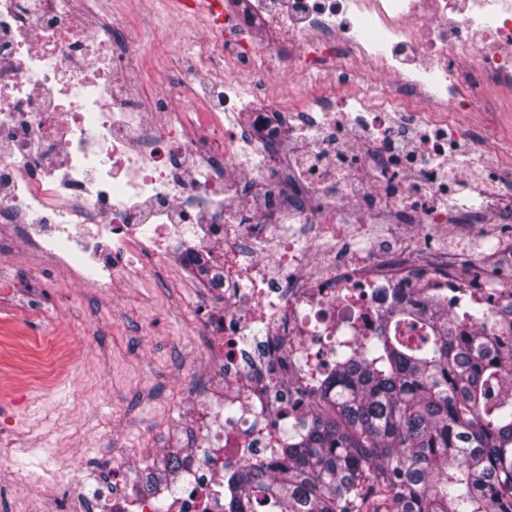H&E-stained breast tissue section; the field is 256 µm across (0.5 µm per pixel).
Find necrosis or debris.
Instances as JSON below:
<instances>
[{"label": "necrosis or debris", "mask_w": 512, "mask_h": 512, "mask_svg": "<svg viewBox=\"0 0 512 512\" xmlns=\"http://www.w3.org/2000/svg\"><path fill=\"white\" fill-rule=\"evenodd\" d=\"M189 31L178 86L146 94L143 39L99 0H0V249L95 287L134 285L177 240L224 252L222 305L200 306L213 369L195 395L207 458L184 456L169 512H224L225 475L274 464L337 348L370 334L399 287L512 304V166L489 132L449 112L500 109L512 92V0H250ZM376 75L388 94L306 95L274 111L255 80ZM193 84L195 111L178 101ZM252 115L250 128L238 124ZM496 225L492 250L479 233ZM112 260L76 262L87 241ZM127 460L77 486L69 512H159L129 490Z\"/></svg>", "instance_id": "4bbe7bcc"}]
</instances>
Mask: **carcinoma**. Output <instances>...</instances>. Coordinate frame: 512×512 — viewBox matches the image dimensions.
<instances>
[{
    "label": "carcinoma",
    "instance_id": "cac0c4a2",
    "mask_svg": "<svg viewBox=\"0 0 512 512\" xmlns=\"http://www.w3.org/2000/svg\"><path fill=\"white\" fill-rule=\"evenodd\" d=\"M184 262L224 282L209 252ZM404 293L373 335L336 353L280 461L230 475L227 512H512V310L492 324L482 304L450 313L421 288ZM179 467L168 454L145 490Z\"/></svg>",
    "mask_w": 512,
    "mask_h": 512
}]
</instances>
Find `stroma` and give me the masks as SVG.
<instances>
[{"mask_svg": "<svg viewBox=\"0 0 512 512\" xmlns=\"http://www.w3.org/2000/svg\"><path fill=\"white\" fill-rule=\"evenodd\" d=\"M101 4L148 42V70L181 67L184 23L206 25L161 17L149 0ZM182 253L146 262L135 287L105 290L40 267L20 242L0 256V434L19 449L0 474V512L36 496L58 458L97 478L108 453L124 455L133 479L167 453L205 449L189 398L206 369L196 317L207 286Z\"/></svg>", "mask_w": 512, "mask_h": 512, "instance_id": "obj_1", "label": "stroma"}]
</instances>
